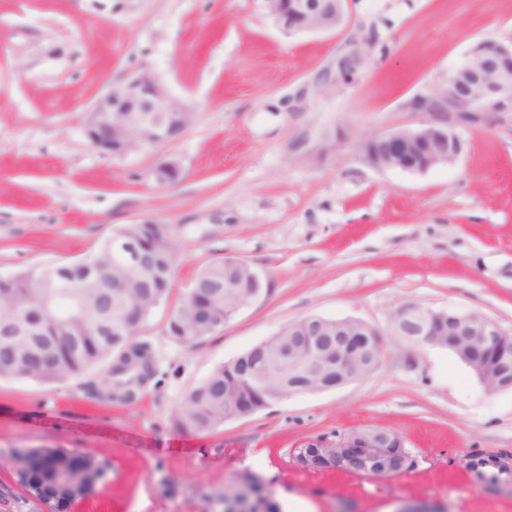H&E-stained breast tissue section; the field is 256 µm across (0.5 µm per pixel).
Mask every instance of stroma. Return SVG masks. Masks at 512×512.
I'll use <instances>...</instances> for the list:
<instances>
[{
	"mask_svg": "<svg viewBox=\"0 0 512 512\" xmlns=\"http://www.w3.org/2000/svg\"><path fill=\"white\" fill-rule=\"evenodd\" d=\"M480 39L512 44V0H349L339 26L283 31L264 0H0V275L74 261L123 225H171L170 300L142 336L159 369L141 400L105 398L100 369L56 384L0 379V512H40L5 464L13 448H76L108 459L109 482L74 512H221L249 471L283 512H512V492L473 483L471 458L512 454V391L485 395L441 348L413 368L389 315L414 303L478 311L512 329V111L457 125L461 151L424 172L377 169L365 138L419 128L411 108L442 93ZM359 55L326 87L339 58ZM149 71L193 114L175 140L124 154L85 135L96 98ZM174 159L176 183L154 170ZM247 262L261 293L223 329L172 342L173 303L219 258ZM354 318L386 335L382 364L324 391L185 435L172 415L219 364L307 316ZM381 427L411 462L392 478L306 472L313 438Z\"/></svg>",
	"mask_w": 512,
	"mask_h": 512,
	"instance_id": "obj_1",
	"label": "stroma"
}]
</instances>
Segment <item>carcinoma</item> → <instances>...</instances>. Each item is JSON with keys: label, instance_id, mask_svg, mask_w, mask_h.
Segmentation results:
<instances>
[{"label": "carcinoma", "instance_id": "1", "mask_svg": "<svg viewBox=\"0 0 512 512\" xmlns=\"http://www.w3.org/2000/svg\"><path fill=\"white\" fill-rule=\"evenodd\" d=\"M148 120L180 136L192 114L146 113ZM130 238L141 245L140 264H125L116 240ZM178 252L168 224H126L93 255L69 262L62 280L67 288H46L43 275L56 265L37 266L20 275L0 276V378L63 382L97 367H105L106 397L131 404L146 389L144 381L156 375L152 343L140 331L153 309L168 300L173 287ZM99 268L96 283L83 279V269ZM251 266L230 258L205 265L191 288L169 313L166 332L179 344H196L214 335L245 304L260 294ZM349 337L324 318L308 316L283 326L278 334L236 359L220 364L202 382L184 394L173 425L185 433H203L236 418L239 408L255 415L288 395L312 391L336 380V345ZM384 354L375 337H368L348 354L349 371L362 378L375 369ZM29 449L13 448L7 455L15 484L26 497ZM348 449L311 448L293 452L294 464L304 471H327L341 462ZM404 448H380L366 461L382 476L401 466ZM71 450L47 448L31 468L56 496V512H70L84 493L105 484L109 463L83 452L82 466L67 465ZM479 485L508 482L512 469L485 461L469 465ZM249 492L248 512H282L265 480L242 473L224 485V500H240Z\"/></svg>", "mask_w": 512, "mask_h": 512}]
</instances>
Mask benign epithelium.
<instances>
[{
	"label": "benign epithelium",
	"instance_id": "7a95c632",
	"mask_svg": "<svg viewBox=\"0 0 512 512\" xmlns=\"http://www.w3.org/2000/svg\"><path fill=\"white\" fill-rule=\"evenodd\" d=\"M268 12L286 32H316L336 28L344 16L346 0H265ZM488 41L475 43L452 74L448 90L435 97L419 96L411 106L419 112H435L442 120L428 122L418 129H398L374 137L379 147L363 154L366 162L377 168L405 172H424L453 159L461 143L454 131V121L461 112L472 86L482 88L479 110L494 111L493 105L512 101V44H496L494 52L486 49ZM188 107L173 99L148 72H142L123 85L100 96L89 109L85 132L99 149L123 154L131 147L113 135L112 113L126 112L137 119L138 112H186ZM161 185L176 182L181 167L175 160L161 163L154 172ZM419 322L412 351L406 353L404 365L413 367L417 352L425 347L453 352L472 371L488 395L512 390V330L476 311H434L405 304L390 316L392 335L400 336V325L407 320ZM493 355L497 374L484 376L482 360ZM395 448L404 447L401 437L390 430L345 432L334 438H316L301 444L303 448Z\"/></svg>",
	"mask_w": 512,
	"mask_h": 512
}]
</instances>
